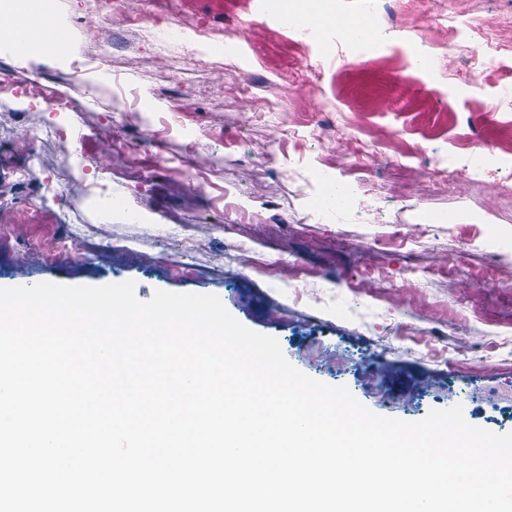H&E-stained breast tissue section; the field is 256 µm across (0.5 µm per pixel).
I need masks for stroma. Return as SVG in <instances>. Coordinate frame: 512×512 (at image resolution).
<instances>
[{"mask_svg": "<svg viewBox=\"0 0 512 512\" xmlns=\"http://www.w3.org/2000/svg\"><path fill=\"white\" fill-rule=\"evenodd\" d=\"M327 3L367 20L370 54L256 0H139L136 24L53 0L63 53L0 42V287L214 294L375 414L459 403L512 431V0ZM330 184L360 205L320 207Z\"/></svg>", "mask_w": 512, "mask_h": 512, "instance_id": "stroma-1", "label": "stroma"}]
</instances>
